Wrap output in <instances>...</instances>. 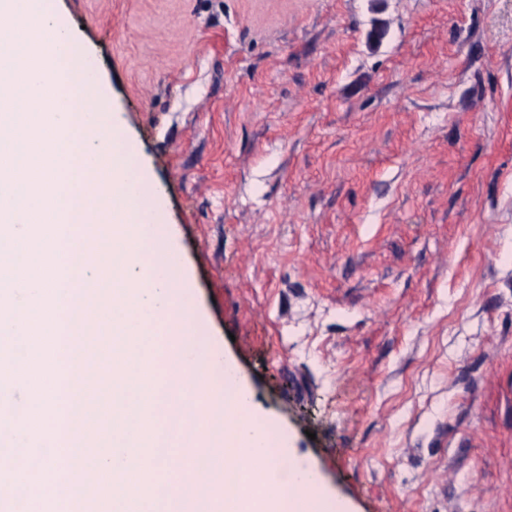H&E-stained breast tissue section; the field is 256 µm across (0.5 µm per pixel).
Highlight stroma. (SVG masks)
<instances>
[{
    "instance_id": "35a3bbf8",
    "label": "stroma",
    "mask_w": 512,
    "mask_h": 512,
    "mask_svg": "<svg viewBox=\"0 0 512 512\" xmlns=\"http://www.w3.org/2000/svg\"><path fill=\"white\" fill-rule=\"evenodd\" d=\"M52 6L328 507L512 512V0Z\"/></svg>"
}]
</instances>
